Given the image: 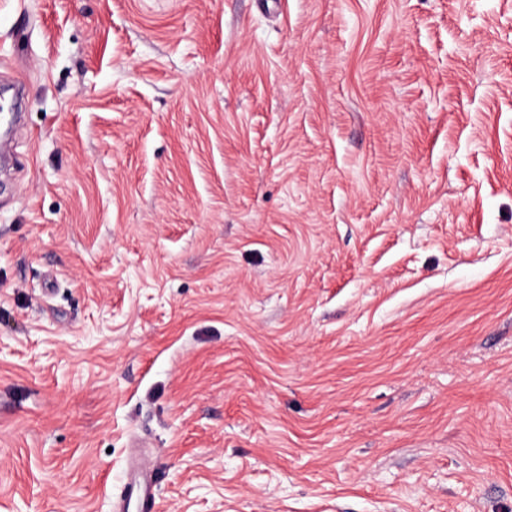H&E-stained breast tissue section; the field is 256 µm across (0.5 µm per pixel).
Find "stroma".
<instances>
[{
  "label": "stroma",
  "mask_w": 512,
  "mask_h": 512,
  "mask_svg": "<svg viewBox=\"0 0 512 512\" xmlns=\"http://www.w3.org/2000/svg\"><path fill=\"white\" fill-rule=\"evenodd\" d=\"M0 512H512V0H0ZM152 479H140L134 477L128 483L126 496L129 501L134 498L141 512H155L156 500L153 491Z\"/></svg>",
  "instance_id": "stroma-1"
}]
</instances>
